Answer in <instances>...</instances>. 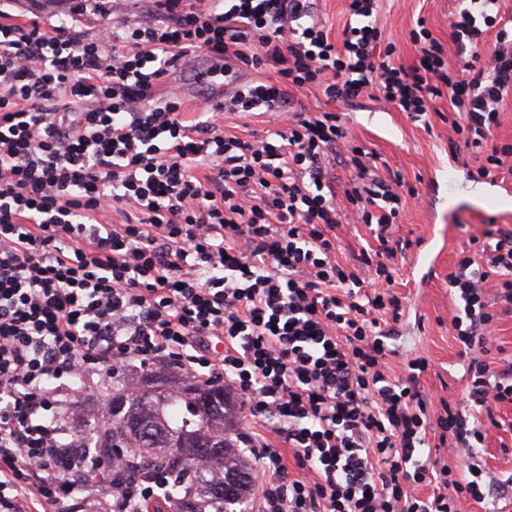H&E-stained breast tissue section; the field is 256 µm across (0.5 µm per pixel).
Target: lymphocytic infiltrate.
<instances>
[{
  "mask_svg": "<svg viewBox=\"0 0 512 512\" xmlns=\"http://www.w3.org/2000/svg\"><path fill=\"white\" fill-rule=\"evenodd\" d=\"M184 2L154 0L155 19L134 23L113 20V0H71L55 24L0 9V512H58L79 490L84 512H162L166 474L101 477L102 460L63 438L61 396L109 388L133 360L239 398L257 512H463L507 498L512 475L476 457L500 426L494 407L512 403V363L470 359L462 401L430 415L426 360H395L387 343L402 318L397 258L412 246L392 234L404 181L372 173L339 113L291 100L380 98L414 118L447 100L451 153L512 174V146L495 137L512 97L499 0H459L451 38L470 58L457 68L423 25L403 65L381 41L378 0H348L338 42L315 0ZM190 52L228 74L274 70L224 91V109L279 113L280 129L245 139L210 116L185 124L180 94L156 88ZM336 165L350 172L339 193L325 181ZM345 224L374 239L353 264L336 256ZM448 286L453 338L486 349L490 299L512 305V232L471 239Z\"/></svg>",
  "mask_w": 512,
  "mask_h": 512,
  "instance_id": "lymphocytic-infiltrate-1",
  "label": "lymphocytic infiltrate"
}]
</instances>
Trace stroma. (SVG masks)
Segmentation results:
<instances>
[{"label": "stroma", "mask_w": 512, "mask_h": 512, "mask_svg": "<svg viewBox=\"0 0 512 512\" xmlns=\"http://www.w3.org/2000/svg\"><path fill=\"white\" fill-rule=\"evenodd\" d=\"M457 0H380L376 25L383 41L397 43L404 64H412L418 54L409 33L417 19H424L433 36L447 49L448 62L457 65V46L450 37V20ZM214 65L207 55L194 52L172 69L169 79L186 88L187 119L199 118L206 101L218 92L220 77L199 79L198 74ZM427 121L411 120L406 113L382 101L358 98L339 112L350 134L379 160L377 173L384 180L403 175L419 191L418 200L405 205L400 215L399 234L413 239L407 259L399 267L398 291L404 311L396 324L391 344L404 356L427 360L422 383L430 397L431 413H439L445 401H459L464 388L460 345L448 334V315L454 304L448 290V275L470 237L482 236L489 226L512 231V204L496 205L489 197L487 177L478 175L472 156H451L448 139L454 118L447 100H439ZM457 162L456 176L448 165ZM427 255L432 267L425 279H413L412 261ZM111 391L79 388L65 395L61 416L71 434H85L101 401L111 399ZM497 419L506 428L494 431L478 455L499 473H512V404L497 406Z\"/></svg>", "instance_id": "35a3bbf8"}]
</instances>
